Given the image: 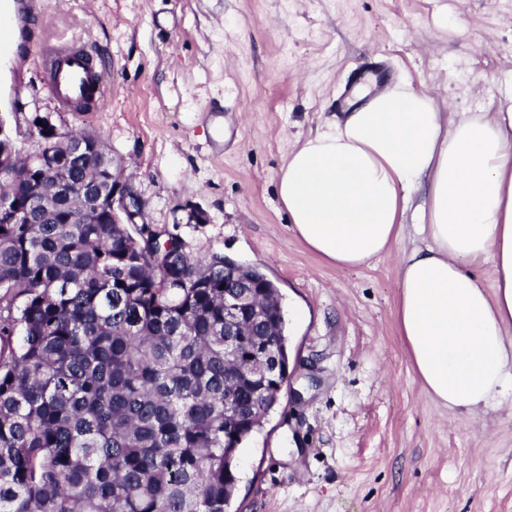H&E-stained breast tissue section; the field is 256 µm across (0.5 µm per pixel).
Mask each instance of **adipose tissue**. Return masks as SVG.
Masks as SVG:
<instances>
[{"mask_svg": "<svg viewBox=\"0 0 512 512\" xmlns=\"http://www.w3.org/2000/svg\"><path fill=\"white\" fill-rule=\"evenodd\" d=\"M499 95L497 111L447 113L399 78L299 141L277 183L293 232L337 268L411 234L400 334L427 391L473 417L512 405V86Z\"/></svg>", "mask_w": 512, "mask_h": 512, "instance_id": "ef3b65f1", "label": "adipose tissue"}]
</instances>
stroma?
Listing matches in <instances>:
<instances>
[{"mask_svg": "<svg viewBox=\"0 0 512 512\" xmlns=\"http://www.w3.org/2000/svg\"><path fill=\"white\" fill-rule=\"evenodd\" d=\"M0 101L101 136L149 230L279 288L288 385L243 444L228 512H512V408L435 402L397 327L396 255L339 270L294 235L276 180L365 60L448 112L512 82V0H12ZM87 44L104 105L64 111L44 47Z\"/></svg>", "mask_w": 512, "mask_h": 512, "instance_id": "1", "label": "stroma"}]
</instances>
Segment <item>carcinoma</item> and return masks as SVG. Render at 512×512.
Wrapping results in <instances>:
<instances>
[{
  "label": "carcinoma",
  "mask_w": 512,
  "mask_h": 512,
  "mask_svg": "<svg viewBox=\"0 0 512 512\" xmlns=\"http://www.w3.org/2000/svg\"><path fill=\"white\" fill-rule=\"evenodd\" d=\"M0 180V512H226L237 449L276 404L287 329L275 310L224 335V260L172 265L112 223V156ZM43 151L62 144L29 122Z\"/></svg>",
  "instance_id": "1"
}]
</instances>
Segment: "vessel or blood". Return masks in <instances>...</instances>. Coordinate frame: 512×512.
Segmentation results:
<instances>
[{
    "label": "vessel or blood",
    "mask_w": 512,
    "mask_h": 512,
    "mask_svg": "<svg viewBox=\"0 0 512 512\" xmlns=\"http://www.w3.org/2000/svg\"><path fill=\"white\" fill-rule=\"evenodd\" d=\"M49 86L64 109H73L87 98L102 101L107 82L94 58L75 44L50 47L44 57Z\"/></svg>",
    "instance_id": "obj_1"
}]
</instances>
